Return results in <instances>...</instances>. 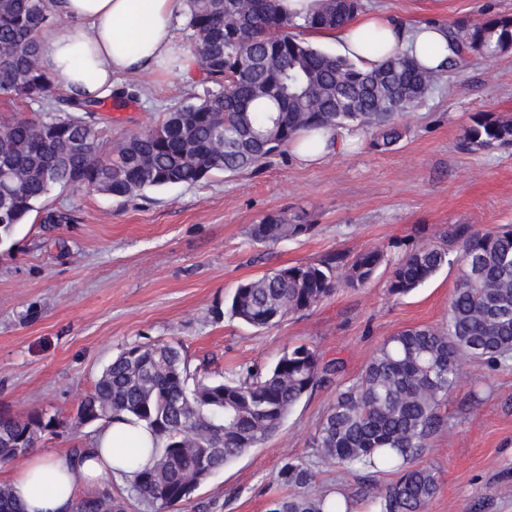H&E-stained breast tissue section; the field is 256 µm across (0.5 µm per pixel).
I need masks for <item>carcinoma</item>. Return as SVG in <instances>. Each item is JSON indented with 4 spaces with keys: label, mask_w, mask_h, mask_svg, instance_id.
<instances>
[{
    "label": "carcinoma",
    "mask_w": 512,
    "mask_h": 512,
    "mask_svg": "<svg viewBox=\"0 0 512 512\" xmlns=\"http://www.w3.org/2000/svg\"><path fill=\"white\" fill-rule=\"evenodd\" d=\"M317 2L297 22L281 12L279 0H188L185 29L210 87L105 151L96 112L108 103L119 108L137 93L123 87L90 99L58 94L55 78L35 64L40 41L56 20L51 0H0V96L47 103L38 119L17 115L0 125V150L10 152L19 172L9 185L0 180V239L24 223L51 188L76 180L117 197L196 185L210 174H236L268 161L303 130L352 127L370 133L377 150L396 145L404 134L399 118L424 103L439 74L404 55L367 71L314 46L308 36L336 30L361 8V0ZM451 34L448 71L469 56L511 50L512 17L455 24ZM472 120L467 143L512 146L511 116L478 112ZM77 138L90 143L94 161L85 164L66 154L67 143ZM313 228L280 213L253 225L250 237L271 245ZM391 247L400 253L388 263L394 295L424 284L448 264L450 252L459 251L460 277L448 321L441 328L401 330L380 344L359 379L336 394L316 429L314 447L324 461L349 471L395 475L376 489L378 512H425L438 478L411 462L442 426L438 410L456 387L462 362L512 358V225L481 232L459 224L443 245L406 247L399 241ZM385 257L377 248L350 260L333 252L276 269L240 284L227 313L267 328L313 307L340 277L349 288L365 286ZM341 369L340 361L324 362L301 345L265 372L248 368L236 380L191 383L180 346L138 345L112 359L80 401L76 417L91 412L108 422L123 412L146 424L156 448L136 471L131 491L156 512H167L190 498L195 483L263 445L309 391ZM49 428L56 423L39 414L1 420L0 435L20 440V446L0 445V463L26 455ZM278 481L289 493L268 512H350L344 493L313 490L314 472L301 462L285 461ZM0 512H25L7 485H0Z\"/></svg>",
    "instance_id": "obj_1"
}]
</instances>
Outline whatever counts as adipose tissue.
<instances>
[{
  "mask_svg": "<svg viewBox=\"0 0 512 512\" xmlns=\"http://www.w3.org/2000/svg\"><path fill=\"white\" fill-rule=\"evenodd\" d=\"M60 23L41 41V67L58 77L65 94L98 98L125 76L158 71L173 60L177 74L197 67L195 57L177 39L185 0H53ZM343 56L363 68L381 59L408 54L421 66L435 69L450 55L447 25L409 24L374 12L331 34ZM355 135L346 130L303 132L291 153L304 166L353 148ZM155 439L143 422L120 414L79 453L35 454L16 471L10 487L26 512H71L78 483L95 487L117 476L133 480L145 464Z\"/></svg>",
  "mask_w": 512,
  "mask_h": 512,
  "instance_id": "ef3b65f1",
  "label": "adipose tissue"
}]
</instances>
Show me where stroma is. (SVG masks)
Here are the masks:
<instances>
[{
    "mask_svg": "<svg viewBox=\"0 0 512 512\" xmlns=\"http://www.w3.org/2000/svg\"><path fill=\"white\" fill-rule=\"evenodd\" d=\"M406 22L470 24L512 15V0H362ZM190 78L133 77L138 97L102 124L106 144L127 130L159 123L203 89ZM478 112L512 114V50L473 56L464 72L446 73L400 123L391 150L362 138L357 150L305 167L283 152L257 169L215 173L201 183L117 198L78 188L55 189L49 207L72 211V224H45L31 213L0 242V417L39 414L57 422L36 452L85 448L102 422L80 427L77 406L114 357L134 345L180 344L194 377L238 378L265 369L306 345L344 370L317 385L279 430L213 474L170 512H268L287 495L277 481L284 460L308 464L316 490H340L373 508L385 474H360L322 461L316 428L338 390L355 382L378 346L400 330L443 326L457 284L450 261L405 296L389 292L381 268L359 289L340 288L310 310L255 329L217 309L248 279L281 267L347 257L390 243H437L456 224L479 231L512 225V147L468 148L464 135ZM299 214L311 234L270 246L249 229L267 214ZM442 426L416 464L431 467L439 491L425 512H512V360L489 368L461 366L459 386L440 407Z\"/></svg>",
    "mask_w": 512,
    "mask_h": 512,
    "instance_id": "obj_1",
    "label": "stroma"
}]
</instances>
